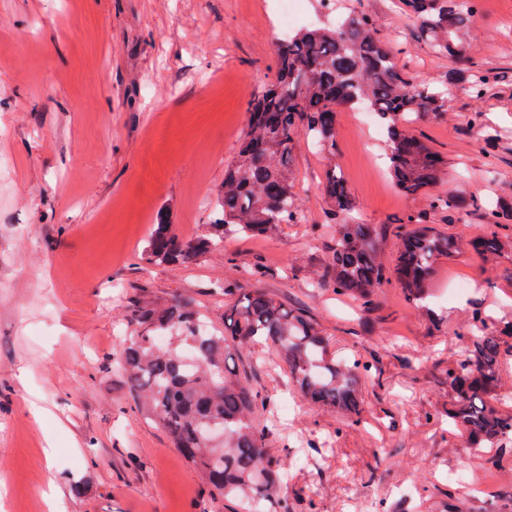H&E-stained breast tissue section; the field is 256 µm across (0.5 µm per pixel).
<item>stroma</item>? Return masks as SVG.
<instances>
[{"mask_svg":"<svg viewBox=\"0 0 512 512\" xmlns=\"http://www.w3.org/2000/svg\"><path fill=\"white\" fill-rule=\"evenodd\" d=\"M377 2V36L398 52L416 81H442L449 62L415 38L416 19L398 0H338L341 12ZM459 66L512 60V0H480ZM278 28L272 0H0V512H49L54 477L65 512H235L173 447L168 434L136 410L116 367L136 302L189 299L223 326L226 302L214 285L262 264L279 298L304 305L345 353L359 344L392 351L385 381L364 384L362 424L339 431L335 413L302 404L288 369L267 353L241 377L277 400L268 451L281 462L280 487L294 512H369L384 499L398 512H444L448 476L481 464L447 424L426 412L445 399L443 372L456 354L452 338L472 308L512 305V259L485 264L469 247L486 233L463 213L446 225L461 252L437 267L432 304L444 331L408 304L392 283L365 312L327 288L324 258L335 227L321 193L324 156L298 140L296 203L300 224L275 238L225 240L223 248L182 266L139 264L152 217L175 205L179 232L206 223L209 202L247 131L246 105L274 74ZM512 141V98H469L451 86L448 111L416 121L448 160L437 190L497 194L512 203V154L484 166L473 113ZM336 163L357 203L355 219L376 225L385 260H393L397 218L424 199L400 193L383 165L377 124L338 108ZM488 286L449 297L458 281ZM467 512H512V466L485 472ZM81 484L73 494L72 484Z\"/></svg>","mask_w":512,"mask_h":512,"instance_id":"stroma-1","label":"stroma"}]
</instances>
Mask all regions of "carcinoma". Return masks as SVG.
<instances>
[{"label": "carcinoma", "mask_w": 512, "mask_h": 512, "mask_svg": "<svg viewBox=\"0 0 512 512\" xmlns=\"http://www.w3.org/2000/svg\"><path fill=\"white\" fill-rule=\"evenodd\" d=\"M419 22L417 38L440 58L461 55L462 36L478 13V0H401ZM462 83L481 100L512 85V66L474 62L464 74L448 72V84ZM374 114L383 142L388 177L402 193L425 199L426 208L404 222L393 267H387L380 233L372 224H352L356 209L346 179L336 165V107ZM448 109V88L416 82L394 51L377 37L376 17L363 11L343 14L334 24L318 23L282 35L274 53V77L247 103L248 131L234 159L224 166V182L210 203L208 223L190 238L175 232L171 208L157 210L140 260L148 265H183L224 245L228 236L271 238L284 224H300L295 205L298 178L296 137L305 136L329 161L322 185L336 240L327 268L336 295L370 309L384 285L395 282L404 298L438 330L442 317L430 306L428 281L440 260L458 253L456 241L436 223L463 210L482 215L487 232L470 246L488 260L512 253V207L433 189L448 174V162L410 125L437 118ZM512 152V143L494 130L484 136V158ZM229 298L224 330L190 301L136 306L133 329L118 360L134 393L136 410L158 422L174 447L228 502L252 503V512H292L279 497L280 463L266 444L273 427L265 392L248 386L226 368L231 352L266 347L288 367V384L308 405L331 411L353 426L364 418L363 380L382 385L385 354L355 352L338 357L329 337L303 306L287 305L239 279L219 286ZM460 352L448 362V401L425 420H448L464 434L481 464L491 470L509 461L512 410L499 405L504 366L512 362V312L476 307L468 328L455 336ZM224 426V441L209 442L201 429ZM447 512H463L464 491L448 485Z\"/></svg>", "instance_id": "obj_1"}]
</instances>
